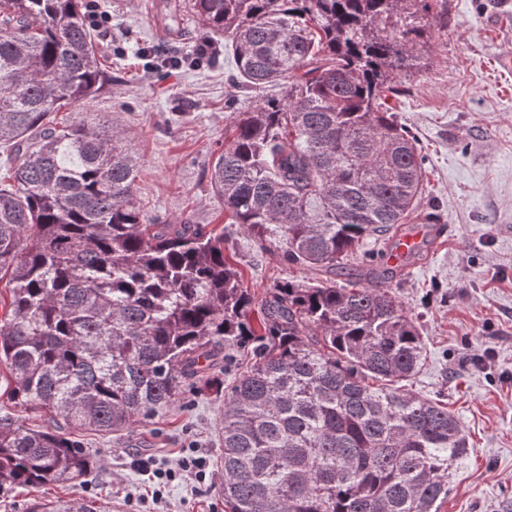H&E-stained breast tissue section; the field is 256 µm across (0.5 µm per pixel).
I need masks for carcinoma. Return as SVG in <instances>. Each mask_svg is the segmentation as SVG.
Wrapping results in <instances>:
<instances>
[{"label":"carcinoma","mask_w":512,"mask_h":512,"mask_svg":"<svg viewBox=\"0 0 512 512\" xmlns=\"http://www.w3.org/2000/svg\"><path fill=\"white\" fill-rule=\"evenodd\" d=\"M191 2L238 83L288 84L232 113L211 188L260 250L325 279L278 281L254 324L230 238L143 214L125 131L54 121L105 81L81 0H0V393L63 420L0 417V491L87 481L96 455L63 426L118 435L190 389L224 402V512H441L468 437L404 389L427 351L390 272L351 265L421 203L417 142L382 99L420 66L431 0Z\"/></svg>","instance_id":"obj_1"}]
</instances>
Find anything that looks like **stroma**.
I'll return each instance as SVG.
<instances>
[{"mask_svg":"<svg viewBox=\"0 0 512 512\" xmlns=\"http://www.w3.org/2000/svg\"><path fill=\"white\" fill-rule=\"evenodd\" d=\"M432 11L438 23L420 69L399 74L384 100L424 157L421 206L406 224L430 215L448 229L396 284L427 344L409 388L447 405L469 438L441 512H500L512 502V70L500 65L512 54V0H433ZM96 12L105 18L92 31L107 81L89 119L129 132L148 218L233 233L254 299L285 277L319 280L320 272L285 265L278 252L234 234L209 183L231 113L282 97L283 86L238 88L231 48L210 36L189 0H97ZM206 41L212 56L203 61ZM221 409L214 396L189 394L121 437L83 434L97 454L91 481L0 492V512H27L36 497L82 496L110 501L112 512H224L216 491ZM191 448L207 458L206 478L178 475L154 498L153 470L175 467Z\"/></svg>","mask_w":512,"mask_h":512,"instance_id":"35a3bbf8","label":"stroma"}]
</instances>
